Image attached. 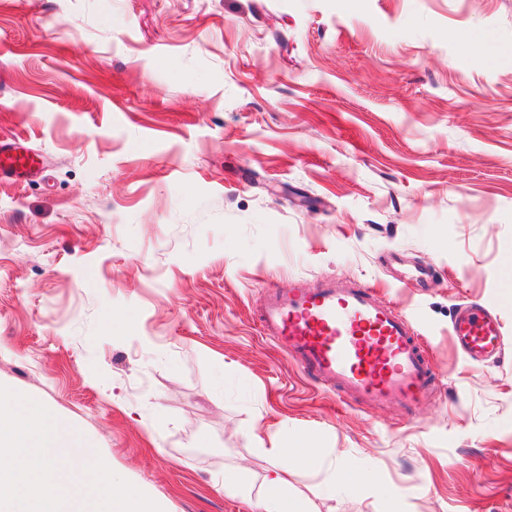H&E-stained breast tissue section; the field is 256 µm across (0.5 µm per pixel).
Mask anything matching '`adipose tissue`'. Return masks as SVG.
<instances>
[{
    "label": "adipose tissue",
    "mask_w": 512,
    "mask_h": 512,
    "mask_svg": "<svg viewBox=\"0 0 512 512\" xmlns=\"http://www.w3.org/2000/svg\"><path fill=\"white\" fill-rule=\"evenodd\" d=\"M267 454L270 467L257 502L259 512H310L307 500L289 491L288 473L297 465L312 463L318 455L317 449L305 445L291 452L284 448H271Z\"/></svg>",
    "instance_id": "adipose-tissue-1"
}]
</instances>
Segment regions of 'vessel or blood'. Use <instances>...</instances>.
I'll return each mask as SVG.
<instances>
[{"label": "vessel or blood", "instance_id": "obj_1", "mask_svg": "<svg viewBox=\"0 0 512 512\" xmlns=\"http://www.w3.org/2000/svg\"><path fill=\"white\" fill-rule=\"evenodd\" d=\"M40 168V154L20 139L0 138L1 182ZM259 323L301 369L342 397L406 406L430 388L426 351L407 315L369 286L272 289ZM452 332L458 347L475 359L498 353L503 344L499 318L471 306L456 317Z\"/></svg>", "mask_w": 512, "mask_h": 512}]
</instances>
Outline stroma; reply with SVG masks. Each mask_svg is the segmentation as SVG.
<instances>
[{
  "instance_id": "stroma-1",
  "label": "stroma",
  "mask_w": 512,
  "mask_h": 512,
  "mask_svg": "<svg viewBox=\"0 0 512 512\" xmlns=\"http://www.w3.org/2000/svg\"><path fill=\"white\" fill-rule=\"evenodd\" d=\"M15 136L44 168L0 183V385L116 475L255 512L266 448L304 439L312 512H512V0H0ZM298 281L403 309L427 396L305 375L257 322ZM473 302L500 359L449 334ZM336 464L373 481L329 497Z\"/></svg>"
}]
</instances>
